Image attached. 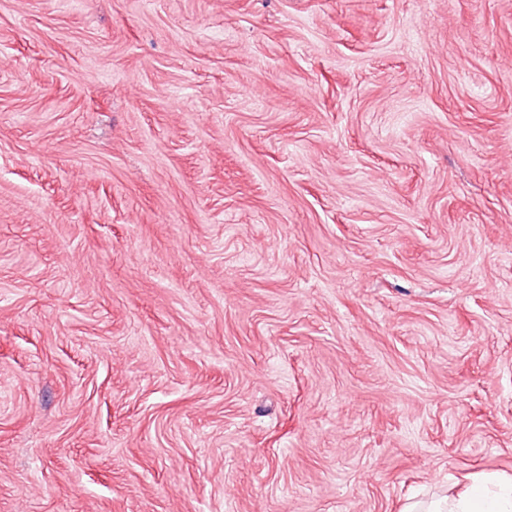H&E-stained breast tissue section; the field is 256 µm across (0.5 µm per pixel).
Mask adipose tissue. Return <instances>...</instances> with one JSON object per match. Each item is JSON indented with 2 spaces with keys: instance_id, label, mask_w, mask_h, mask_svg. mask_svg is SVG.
<instances>
[{
  "instance_id": "obj_1",
  "label": "adipose tissue",
  "mask_w": 512,
  "mask_h": 512,
  "mask_svg": "<svg viewBox=\"0 0 512 512\" xmlns=\"http://www.w3.org/2000/svg\"><path fill=\"white\" fill-rule=\"evenodd\" d=\"M407 512H512V478L472 482L455 496L411 504Z\"/></svg>"
}]
</instances>
